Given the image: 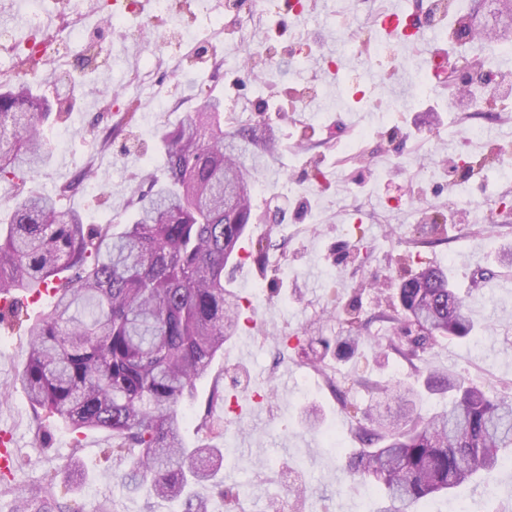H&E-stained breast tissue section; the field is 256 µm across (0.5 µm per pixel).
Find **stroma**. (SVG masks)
I'll list each match as a JSON object with an SVG mask.
<instances>
[{
    "mask_svg": "<svg viewBox=\"0 0 512 512\" xmlns=\"http://www.w3.org/2000/svg\"><path fill=\"white\" fill-rule=\"evenodd\" d=\"M102 0H81L88 41L70 44L56 66L44 70L41 91L49 99L69 95L68 75L83 65L91 93L77 96L67 122L45 127L50 161L35 182L61 197L63 208L84 223L106 224L132 215L127 203L146 175L162 174L161 125H174L194 110L199 97L224 100V114L238 123H268L278 153L259 174L252 192L256 213L275 212L274 224L256 223L248 244L272 239L265 265L242 259L224 271L227 287L249 299L252 322L224 346L223 355L196 384L197 398L185 408L183 438L207 442L198 424L213 412L224 429V482L241 491L242 512H360L368 486L342 472L343 455L360 447L344 400L361 407L396 411L397 401L357 386V377L407 387L410 366L389 352L376 315L394 300L392 287L419 264L448 270L457 292L483 324L480 343L439 341L430 353L435 366L469 379L491 395L512 393V181L498 178L493 153L512 151V81L502 83L494 110L474 126L461 124L460 106L449 103L443 85L428 71L405 65L415 47L383 40L378 21L391 0H305L294 13L288 0H259L262 20L251 37L241 36L238 16L224 13V34L215 38L199 0H116L127 10L126 27L102 24ZM61 33L59 0H0V28L22 40L32 27ZM139 110L133 127L122 124L129 99ZM249 110L239 114L236 105ZM482 131L470 136L471 128ZM111 133L105 155L91 158L94 143ZM90 181H81L87 165ZM446 241L420 250L419 263L401 260L410 241L426 239L432 225ZM341 305L326 308L328 288ZM355 307L365 342L354 357L333 360L319 371L304 358L318 350V337L337 336L346 307ZM300 336L282 347V335ZM29 338L0 323V429L19 441L0 512H16L47 483L62 485V465L76 458L80 473L71 494L83 512H179L178 503L130 494L117 481L124 467L108 453L106 431H89L81 448L62 424H49V444L17 379ZM223 402L210 404L212 389ZM321 417L308 428L303 410ZM467 503L472 512H512V470L498 469L492 482L477 481L453 494L420 502L412 512H448Z\"/></svg>",
    "mask_w": 512,
    "mask_h": 512,
    "instance_id": "obj_1",
    "label": "stroma"
}]
</instances>
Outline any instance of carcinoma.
Wrapping results in <instances>:
<instances>
[{"instance_id":"carcinoma-1","label":"carcinoma","mask_w":512,"mask_h":512,"mask_svg":"<svg viewBox=\"0 0 512 512\" xmlns=\"http://www.w3.org/2000/svg\"><path fill=\"white\" fill-rule=\"evenodd\" d=\"M0 80V185L12 207L0 219V322L25 325L30 336L19 370L36 418L72 433H110L109 452L128 461L120 475L131 494L181 503L182 512H210L195 487L207 485L226 512L239 493L224 486V453L215 444L189 447L181 407L192 400L224 343L238 334L242 297L224 287V269L240 258L249 225L257 223L251 193L272 132L224 123L220 98L207 95L180 124L159 130L164 180L136 199L128 222L86 224L58 196L27 187L48 157L43 129L59 121L47 97L27 78L30 60ZM52 299L27 313L28 297ZM400 310L378 321L389 346L428 368V341L475 339L469 305L448 272L428 265L396 291ZM357 317L346 312L345 335L323 340L320 358L352 357ZM448 405L422 414L403 408L388 419L353 403L365 447L345 457L343 472L369 484L376 512H409L476 478L488 482L512 460V398L491 396L448 373L438 376Z\"/></svg>"}]
</instances>
